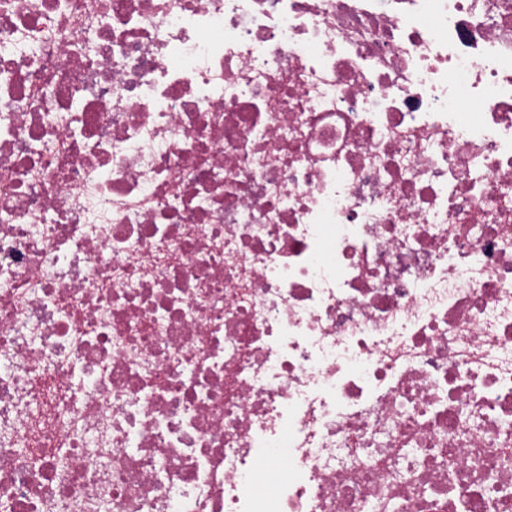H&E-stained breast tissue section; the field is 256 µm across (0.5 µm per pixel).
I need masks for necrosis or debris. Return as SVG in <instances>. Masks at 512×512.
<instances>
[{
  "mask_svg": "<svg viewBox=\"0 0 512 512\" xmlns=\"http://www.w3.org/2000/svg\"><path fill=\"white\" fill-rule=\"evenodd\" d=\"M0 512H512V0H0Z\"/></svg>",
  "mask_w": 512,
  "mask_h": 512,
  "instance_id": "obj_1",
  "label": "necrosis or debris"
}]
</instances>
